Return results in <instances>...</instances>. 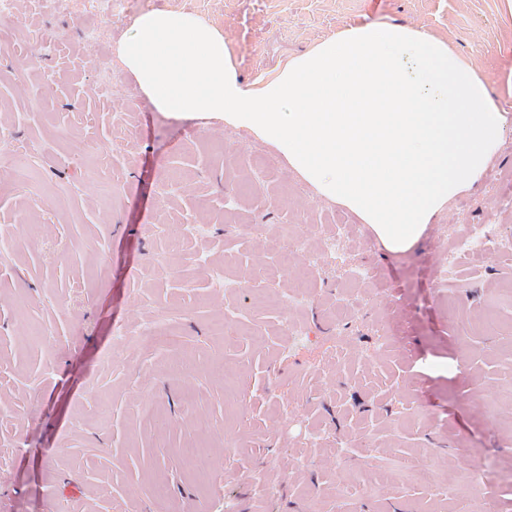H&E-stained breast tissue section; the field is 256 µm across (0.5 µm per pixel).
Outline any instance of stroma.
Masks as SVG:
<instances>
[{"label": "stroma", "mask_w": 512, "mask_h": 512, "mask_svg": "<svg viewBox=\"0 0 512 512\" xmlns=\"http://www.w3.org/2000/svg\"><path fill=\"white\" fill-rule=\"evenodd\" d=\"M13 3L29 27L0 50V512H512V252L444 272L473 225L512 239L500 0H130L104 38L89 0ZM146 9L223 31L248 84L344 27L442 35L486 76L504 137L472 191L386 252L271 143L154 108L106 56ZM320 231L347 281L325 252L279 264ZM162 321L179 343L143 350Z\"/></svg>", "instance_id": "35a3bbf8"}]
</instances>
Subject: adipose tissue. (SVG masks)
I'll return each instance as SVG.
<instances>
[{
	"label": "adipose tissue",
	"instance_id": "ef3b65f1",
	"mask_svg": "<svg viewBox=\"0 0 512 512\" xmlns=\"http://www.w3.org/2000/svg\"><path fill=\"white\" fill-rule=\"evenodd\" d=\"M112 53L157 111L271 142L391 253L472 190L506 126L486 77L447 40L411 26L339 29L260 85L241 81L222 31L182 11L141 13Z\"/></svg>",
	"mask_w": 512,
	"mask_h": 512
}]
</instances>
